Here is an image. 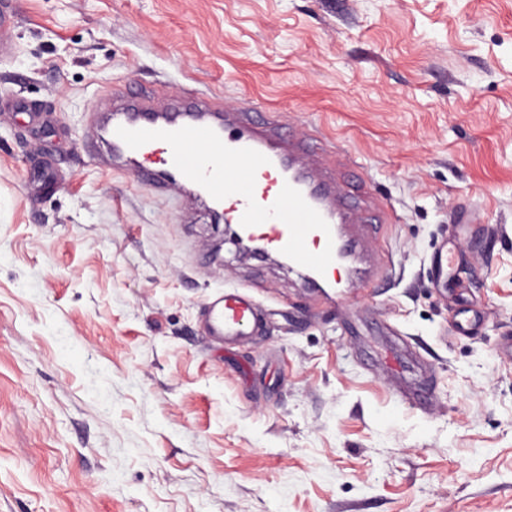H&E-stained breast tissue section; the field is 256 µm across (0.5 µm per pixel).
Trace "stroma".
Wrapping results in <instances>:
<instances>
[{
    "mask_svg": "<svg viewBox=\"0 0 512 512\" xmlns=\"http://www.w3.org/2000/svg\"><path fill=\"white\" fill-rule=\"evenodd\" d=\"M9 3L0 512H512V0ZM114 88L339 140L395 210L349 227L386 276L322 298L94 164ZM225 287L265 314L232 347L202 323Z\"/></svg>",
    "mask_w": 512,
    "mask_h": 512,
    "instance_id": "obj_1",
    "label": "stroma"
}]
</instances>
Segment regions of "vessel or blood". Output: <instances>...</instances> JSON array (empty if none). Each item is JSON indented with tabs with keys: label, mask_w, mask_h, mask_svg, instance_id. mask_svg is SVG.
<instances>
[{
	"label": "vessel or blood",
	"mask_w": 512,
	"mask_h": 512,
	"mask_svg": "<svg viewBox=\"0 0 512 512\" xmlns=\"http://www.w3.org/2000/svg\"><path fill=\"white\" fill-rule=\"evenodd\" d=\"M259 106L244 98L225 105L208 96L185 106L159 108L137 98L113 109L104 142L114 159L140 183L161 192L209 200L240 234L260 239L266 250L288 258L312 285H351L340 256L354 252L345 224H387L391 209L373 189L353 207L337 165L313 170L311 156L328 150L318 130L280 135L277 113L255 121ZM258 303L240 287L209 297L203 310L208 336L236 342L255 325Z\"/></svg>",
	"instance_id": "obj_1"
}]
</instances>
